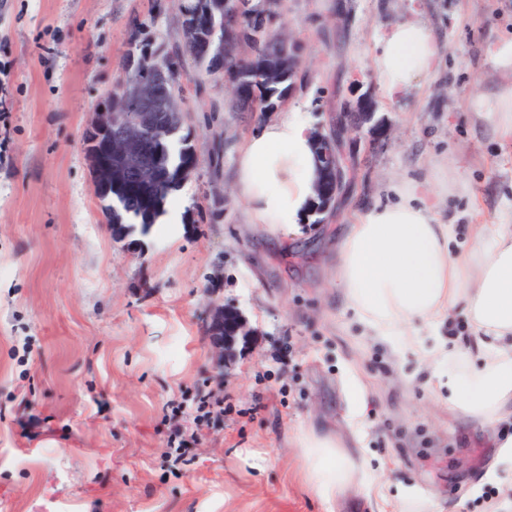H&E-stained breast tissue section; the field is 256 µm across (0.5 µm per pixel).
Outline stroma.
<instances>
[{"label": "stroma", "instance_id": "obj_1", "mask_svg": "<svg viewBox=\"0 0 512 512\" xmlns=\"http://www.w3.org/2000/svg\"><path fill=\"white\" fill-rule=\"evenodd\" d=\"M302 47L284 104L329 127L371 94L387 135L345 137V186L322 222L280 240L232 193L236 146L259 112H232L223 74L184 58L180 131L198 165L164 230L113 236L82 145L122 75L133 28L177 48L180 0H0V512H499L512 486L502 427L449 411L412 354L393 363L335 286V244L380 184L455 168V235L512 212V141L470 103L501 77L512 0H281ZM428 23L437 82L388 100L378 30ZM215 304L253 329L218 363ZM221 412L194 423L200 399ZM337 434L355 467L335 504L313 493L297 435ZM187 438L171 454L174 433Z\"/></svg>", "mask_w": 512, "mask_h": 512}]
</instances>
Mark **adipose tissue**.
Wrapping results in <instances>:
<instances>
[{
    "instance_id": "1",
    "label": "adipose tissue",
    "mask_w": 512,
    "mask_h": 512,
    "mask_svg": "<svg viewBox=\"0 0 512 512\" xmlns=\"http://www.w3.org/2000/svg\"><path fill=\"white\" fill-rule=\"evenodd\" d=\"M502 81L475 100L477 119L512 140V40L489 49ZM442 49L419 20L389 24L378 35L373 76L391 100L440 72ZM314 129L303 112L286 108L261 124L237 153L236 191L250 223L271 234L297 232L315 203L319 160ZM450 163L418 176L387 181L384 199L360 203L336 245V286L369 335L411 352L448 389V406L483 424L512 419V214L476 224L467 244L452 248L453 220L445 211ZM463 308L473 329L468 346L479 364L460 371L458 350L440 326ZM429 335H421L420 326ZM308 481L329 502L351 482L337 436L305 431L297 440Z\"/></svg>"
}]
</instances>
